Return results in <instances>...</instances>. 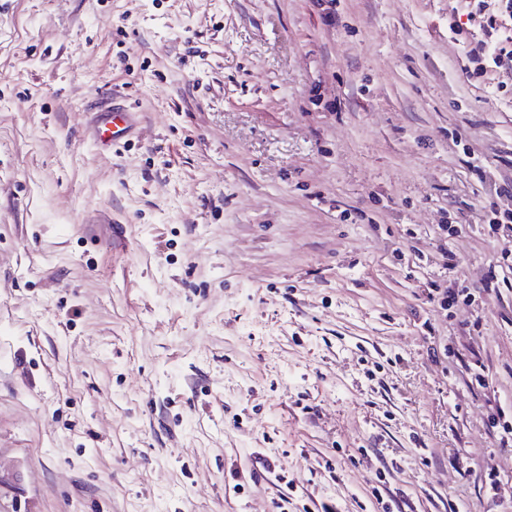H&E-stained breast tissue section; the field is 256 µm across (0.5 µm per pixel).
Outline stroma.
Returning a JSON list of instances; mask_svg holds the SVG:
<instances>
[{
    "label": "stroma",
    "instance_id": "stroma-1",
    "mask_svg": "<svg viewBox=\"0 0 512 512\" xmlns=\"http://www.w3.org/2000/svg\"><path fill=\"white\" fill-rule=\"evenodd\" d=\"M469 10L0 0V512H512V72L466 76ZM88 128L98 147L108 151L117 141L135 134L140 124V113L133 112L121 94L112 93V100L96 108Z\"/></svg>",
    "mask_w": 512,
    "mask_h": 512
}]
</instances>
